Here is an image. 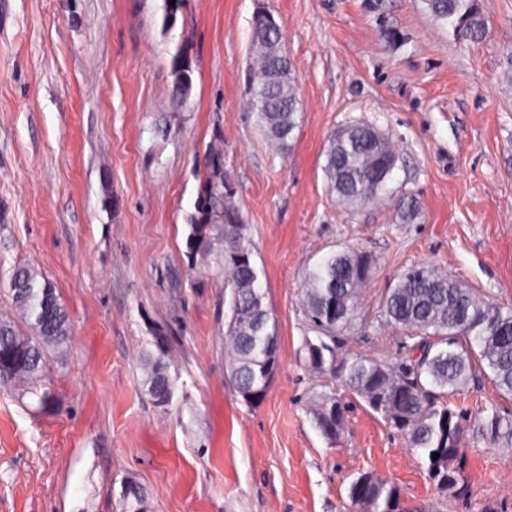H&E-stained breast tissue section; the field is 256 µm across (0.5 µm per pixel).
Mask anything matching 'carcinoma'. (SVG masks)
<instances>
[{
	"mask_svg": "<svg viewBox=\"0 0 512 512\" xmlns=\"http://www.w3.org/2000/svg\"><path fill=\"white\" fill-rule=\"evenodd\" d=\"M439 21L449 24L461 38L477 40L484 22L476 0H427ZM252 34V83L247 109L268 141L286 146L296 127L291 111L293 93L285 82L273 78L276 62L269 42L278 33L260 28ZM173 96L184 99L193 87V47L183 42L171 62ZM356 140L336 142L325 149L324 172L329 188L344 205H357L378 196L375 170L396 154L390 144L373 146L364 126L352 124ZM235 193L224 173V137L213 135L199 175L193 210L186 215L187 256L204 263L217 259L224 267V288L230 292L231 317L225 341L230 352L229 376L243 402L259 403L247 393L268 389L276 371L277 333L258 284L253 247L242 222ZM371 272L370 258L353 250L329 254L310 270L303 284V305L314 329L335 338L348 327ZM5 291L15 317L0 318V381L10 382L25 394L38 396L43 406L53 393L46 373L48 355L67 341L70 323L55 288L31 266L13 269ZM387 325L406 332L423 355L399 362L365 357L339 361L334 348L322 351L305 343L304 359L313 370L337 375L350 391L379 414L389 428L420 451L427 473L442 493L462 495L467 489L463 460L469 447L479 443L512 449V410L493 405L472 416L453 407V400L469 385L488 378L512 402V308L490 305L477 298L458 280L448 278L433 265L408 268L383 297ZM170 383L161 356L147 357L143 386L149 395L164 392ZM350 407L334 393H318L307 405L315 428L334 442L344 432ZM438 458H432V454ZM350 512H405L401 490L372 473L357 476L348 488Z\"/></svg>",
	"mask_w": 512,
	"mask_h": 512,
	"instance_id": "cac0c4a2",
	"label": "carcinoma"
}]
</instances>
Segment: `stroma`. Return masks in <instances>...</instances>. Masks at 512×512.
<instances>
[{
	"mask_svg": "<svg viewBox=\"0 0 512 512\" xmlns=\"http://www.w3.org/2000/svg\"><path fill=\"white\" fill-rule=\"evenodd\" d=\"M478 4L471 42L426 0H185L168 31L163 0H0V279L41 270L71 325L48 359L51 406L0 383V512H122L128 483L146 512H347L367 471L400 488L406 512H512V454L467 451L466 495L443 494L421 453L303 351L317 336L304 276L341 249L372 270L338 356L412 357L381 301L419 263L512 308V0ZM261 6L282 26L300 102L281 151L246 108ZM183 42L193 88L178 102ZM356 122L397 163L377 201L347 207L324 149ZM216 132L277 326L278 367L254 406L227 374L224 269L186 256ZM148 354L168 363L167 406L143 386ZM327 389L352 406L333 443L306 412ZM174 76L173 96L183 100L193 87V47L183 42L178 47L171 62Z\"/></svg>",
	"mask_w": 512,
	"mask_h": 512,
	"instance_id": "1",
	"label": "stroma"
}]
</instances>
